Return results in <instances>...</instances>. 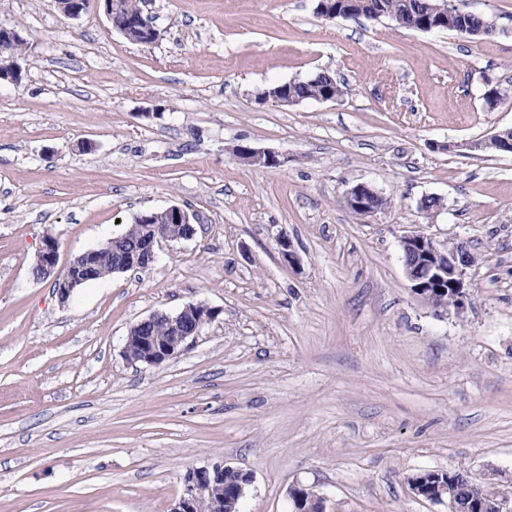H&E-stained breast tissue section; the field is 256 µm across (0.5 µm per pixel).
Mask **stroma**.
Listing matches in <instances>:
<instances>
[{
    "mask_svg": "<svg viewBox=\"0 0 512 512\" xmlns=\"http://www.w3.org/2000/svg\"><path fill=\"white\" fill-rule=\"evenodd\" d=\"M453 2L498 33L327 20L317 0H146L161 37L141 45L96 7L0 0L28 42L0 83V512H170L217 461L253 476L240 512H289L296 483L327 512H448L407 479L462 466L512 492V154L467 147L512 127V96L482 100L512 86V0ZM326 68L337 100L255 98ZM357 183L389 208L351 212ZM174 204L197 233L148 269L64 305L33 279L45 237L64 264ZM414 230L477 254L461 316L412 291ZM198 301L222 313L177 358L125 359L132 324ZM236 156L244 163L257 166H279L282 161L279 155L270 150H261L251 146L239 145L235 149Z\"/></svg>",
    "mask_w": 512,
    "mask_h": 512,
    "instance_id": "stroma-1",
    "label": "stroma"
}]
</instances>
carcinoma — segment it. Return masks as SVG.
Here are the masks:
<instances>
[{
  "label": "carcinoma",
  "mask_w": 512,
  "mask_h": 512,
  "mask_svg": "<svg viewBox=\"0 0 512 512\" xmlns=\"http://www.w3.org/2000/svg\"><path fill=\"white\" fill-rule=\"evenodd\" d=\"M362 8L355 11L348 10L344 6V0H335L336 12L330 14L333 19H347L366 17L370 19H387L396 26L409 30H421V23L425 17L428 0H361ZM142 0H116V23L125 19H133L143 13ZM490 22L485 16L449 17L439 27L441 31L457 32L466 26L477 32ZM288 91L295 97L303 100H314L325 94H334L336 97L344 95V87L335 81L332 71L322 70L314 76L288 84ZM422 482L427 492L434 498L443 497L447 500L458 496L465 497V503L474 506V510L484 508L494 503L501 494L492 484L476 477L467 469L451 470L443 473L440 478L434 480L426 475V472H417L407 479L408 484Z\"/></svg>",
  "instance_id": "1"
}]
</instances>
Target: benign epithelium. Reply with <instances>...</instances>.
<instances>
[{"label":"benign epithelium","mask_w":512,"mask_h":512,"mask_svg":"<svg viewBox=\"0 0 512 512\" xmlns=\"http://www.w3.org/2000/svg\"><path fill=\"white\" fill-rule=\"evenodd\" d=\"M55 4L64 16L72 19L79 18L93 4L103 8L106 16H112V0H55ZM450 14L463 16L465 12L451 4L450 0H436L427 12V15L440 19ZM120 32L140 44H151L160 38V31L148 14L127 23L120 28ZM21 39L23 35L20 30L0 23V81H14L12 77L5 78L4 72L20 69L11 47ZM264 103L285 108L296 106L301 100L288 97V93L279 88ZM235 153L242 162L250 165L272 167L281 164L279 155L270 150L239 145ZM373 197L379 198L381 193L364 183L355 184L345 191L347 207L361 211L365 217L377 213V210L369 208ZM137 219L144 225L145 233L131 248L120 245V239L112 237L101 247L75 256L62 269L58 268L59 243L52 236L46 237L31 267L33 279H52L58 300L65 304L77 288L94 276L96 255L100 249L120 254L112 265L114 274L145 270L155 261L156 248L161 243L190 240L196 234V216L181 206H170L159 214L142 213ZM400 247L405 273L414 293L426 300L435 298L437 294H446L448 299L441 301L436 308L456 316L462 315L469 300L466 272L476 262V256L467 243L461 241L447 245L430 235L412 232L401 238ZM220 314V309L203 301L189 303L175 313L157 311L129 328L124 356L131 363L147 366L175 359ZM158 322L166 325L167 336L163 338L151 331ZM226 468L228 465L216 462L189 470L183 478V492L171 512H198L202 503L207 505L208 512H233L235 504L245 496L246 487L251 485L252 475L244 473L245 484L238 486L228 496L224 494L222 483Z\"/></svg>","instance_id":"benign-epithelium-1"}]
</instances>
